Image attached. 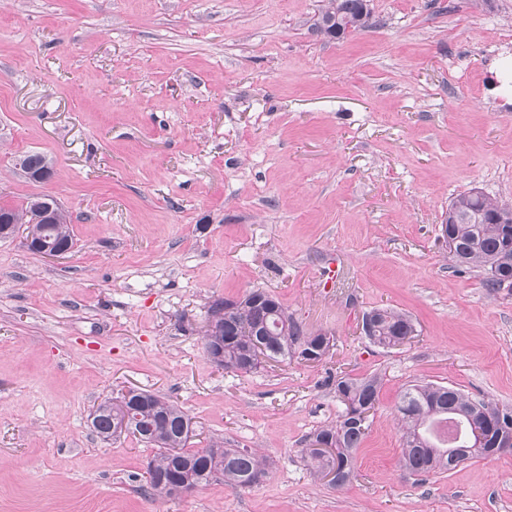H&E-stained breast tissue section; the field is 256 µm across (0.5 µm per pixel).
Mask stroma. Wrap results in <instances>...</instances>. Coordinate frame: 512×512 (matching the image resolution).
Here are the masks:
<instances>
[{
  "instance_id": "1",
  "label": "stroma",
  "mask_w": 512,
  "mask_h": 512,
  "mask_svg": "<svg viewBox=\"0 0 512 512\" xmlns=\"http://www.w3.org/2000/svg\"><path fill=\"white\" fill-rule=\"evenodd\" d=\"M322 4L0 0V203L53 195L74 239L0 240V512H512V451L418 478L397 412L422 382L512 406V288L440 241L457 194L512 205V0H370L332 41ZM257 288L329 354L213 364L210 303ZM377 306L417 336L370 344ZM343 374L382 389L333 486L302 451ZM128 389L178 402L190 448L256 449L265 478L147 494L153 448L89 420Z\"/></svg>"
}]
</instances>
